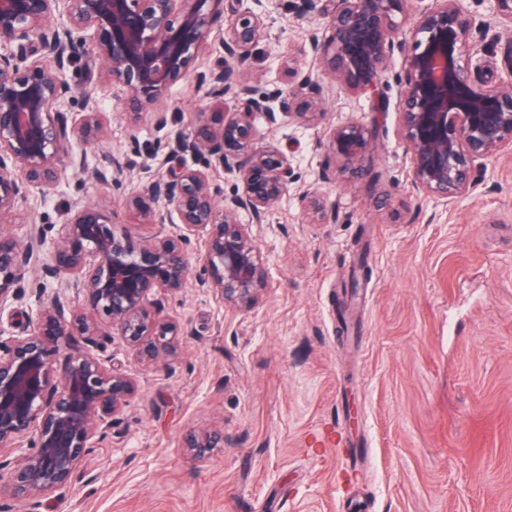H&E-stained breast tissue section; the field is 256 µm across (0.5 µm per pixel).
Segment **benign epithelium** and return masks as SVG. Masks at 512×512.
Returning <instances> with one entry per match:
<instances>
[{
  "label": "benign epithelium",
  "mask_w": 512,
  "mask_h": 512,
  "mask_svg": "<svg viewBox=\"0 0 512 512\" xmlns=\"http://www.w3.org/2000/svg\"><path fill=\"white\" fill-rule=\"evenodd\" d=\"M227 30H214L224 0H0V309L23 299L21 289L38 261L60 283L35 296L28 333L0 338V493L43 497L66 488L94 445L106 438L136 390L133 378L112 360L68 349L82 336L117 335L145 364L176 353L183 328L162 316L152 301L159 291L177 293L190 273L192 238L203 234L199 285L224 302L250 309L265 286L258 246L241 220L265 223L288 193L291 167L273 145L258 143L254 115L275 125L283 115L315 125L324 116L320 88L290 57L288 96L275 111L263 96L243 107H222V118L197 117L170 132L151 160L164 166L173 155L195 165L135 186L127 206L153 226L138 241L118 234L104 202H73L51 247L39 223L24 222L20 207L59 184L62 172L92 170L98 179L120 180L112 170L89 168V150L107 128L93 101L100 85L127 94L130 119L156 104L176 83L193 75L209 43L224 49V65L196 74L206 95L224 101L233 68L245 67L267 24L234 0ZM409 0H299L301 15L316 12L330 35L309 34L312 58L335 81L366 93L377 89L394 52L403 53L398 77L399 122L412 164L415 190L454 200L478 185L476 162L512 147V72L490 80L472 69L466 40L472 20L462 0H434L409 19ZM496 22L512 27V0H493ZM87 77L69 82L71 65L86 49ZM85 111L73 112L75 98ZM368 144L360 124L334 129L330 149L346 165L357 163ZM238 175L241 188L226 196L210 169ZM309 214L326 217V203L305 192ZM178 222L167 225V214ZM82 298L71 305L68 292ZM187 447H224V434L202 431Z\"/></svg>",
  "instance_id": "7a95c632"
}]
</instances>
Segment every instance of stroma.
Masks as SVG:
<instances>
[{"mask_svg":"<svg viewBox=\"0 0 512 512\" xmlns=\"http://www.w3.org/2000/svg\"><path fill=\"white\" fill-rule=\"evenodd\" d=\"M464 6L479 64L506 76L512 33L489 27L490 0ZM313 28L328 33L321 16L278 0L269 34L225 96L286 95L280 64L293 56L324 100L315 126L256 120L260 141L292 169L287 196L251 227L266 270L258 304H224L199 287L195 264L180 292L155 295L188 330L175 356L147 367L121 337L104 347L76 339L78 349L110 353L137 390L70 487L1 495L0 512H512V150L484 161L466 198L415 191L397 114L401 53L378 97L359 95L313 59ZM124 97L119 86L95 95L107 135L93 163L120 159L121 182L64 171L58 192L30 203L47 242L76 200H105L117 233L149 235L126 199L158 176L147 156L168 132L147 116L130 124ZM167 101L181 126L214 110L192 80ZM348 124L368 129V147L339 170L329 137ZM328 168L335 178L321 180ZM309 189L333 205L332 220L308 218ZM44 283L27 277L23 300L0 312L5 335L26 330ZM204 428L223 430V447L185 448Z\"/></svg>","mask_w":512,"mask_h":512,"instance_id":"stroma-1","label":"stroma"}]
</instances>
